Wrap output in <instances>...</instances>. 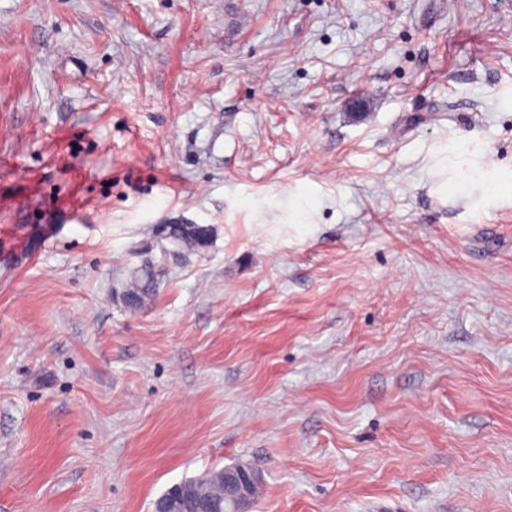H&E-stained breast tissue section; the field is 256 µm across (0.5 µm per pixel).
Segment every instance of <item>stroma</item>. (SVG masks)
<instances>
[{
  "label": "stroma",
  "instance_id": "1",
  "mask_svg": "<svg viewBox=\"0 0 512 512\" xmlns=\"http://www.w3.org/2000/svg\"><path fill=\"white\" fill-rule=\"evenodd\" d=\"M494 176L512 0H0V512H512ZM213 233L214 229L209 224L201 227L193 237L185 236L180 224H160L156 227L157 244L161 252L178 256L180 260H186L207 249L212 242ZM162 268L153 267L152 269H143L139 266L133 267L130 271L125 291L127 294L135 297V305H127L130 310L137 311L149 304L155 297L161 277ZM236 466L224 468L228 469ZM224 468L213 471L214 473H224V497H230L237 502L238 508L236 511L246 512L248 507L245 505L250 501L257 486L262 483L261 474L244 468L224 472ZM176 484L191 489L194 499L210 504L207 511L225 512L224 497L211 493L209 488L200 481V477L187 478Z\"/></svg>",
  "mask_w": 512,
  "mask_h": 512
}]
</instances>
